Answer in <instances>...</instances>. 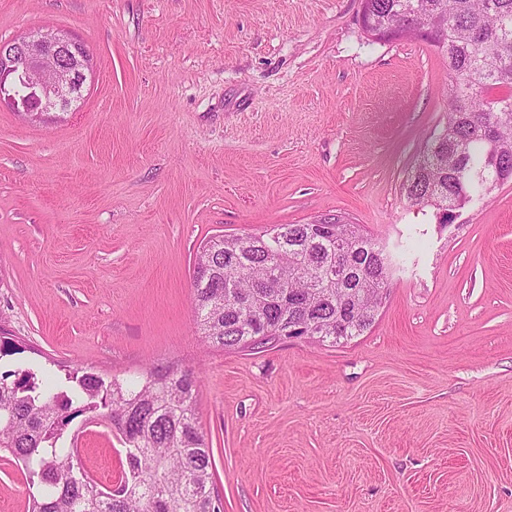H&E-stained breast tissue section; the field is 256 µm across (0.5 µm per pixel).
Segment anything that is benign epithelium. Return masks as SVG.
<instances>
[{"label": "benign epithelium", "instance_id": "benign-epithelium-1", "mask_svg": "<svg viewBox=\"0 0 512 512\" xmlns=\"http://www.w3.org/2000/svg\"><path fill=\"white\" fill-rule=\"evenodd\" d=\"M91 57L79 41L53 30H38L0 43V107L30 120L71 109L84 88Z\"/></svg>", "mask_w": 512, "mask_h": 512}]
</instances>
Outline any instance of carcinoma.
<instances>
[{
    "instance_id": "cac0c4a2",
    "label": "carcinoma",
    "mask_w": 512,
    "mask_h": 512,
    "mask_svg": "<svg viewBox=\"0 0 512 512\" xmlns=\"http://www.w3.org/2000/svg\"><path fill=\"white\" fill-rule=\"evenodd\" d=\"M364 32L421 34L448 65L446 120L404 183L406 200L441 223L512 181V0H362ZM283 233L218 236L193 274L195 332L222 349L281 339L348 340L375 321L395 262L338 214ZM14 380H9V377ZM199 376L148 367L132 384L32 368L0 376V452L24 466L26 512H220L213 454L198 420ZM105 420L122 445L108 490L78 449L58 446L77 417Z\"/></svg>"
}]
</instances>
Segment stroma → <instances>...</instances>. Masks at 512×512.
<instances>
[{
	"mask_svg": "<svg viewBox=\"0 0 512 512\" xmlns=\"http://www.w3.org/2000/svg\"><path fill=\"white\" fill-rule=\"evenodd\" d=\"M43 28L94 70L61 121L0 108V369L194 368L224 512H512V182L447 225L403 190L442 57L368 39L360 0H0V41ZM326 213L401 258L364 335L192 336L201 243ZM73 443L112 485L110 425ZM27 498L0 456V512Z\"/></svg>",
	"mask_w": 512,
	"mask_h": 512,
	"instance_id": "obj_1",
	"label": "stroma"
}]
</instances>
